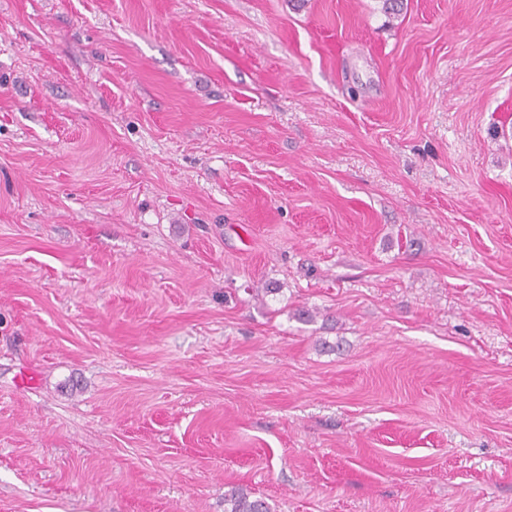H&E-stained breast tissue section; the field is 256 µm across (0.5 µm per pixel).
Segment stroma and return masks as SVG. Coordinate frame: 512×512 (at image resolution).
I'll return each instance as SVG.
<instances>
[{"mask_svg":"<svg viewBox=\"0 0 512 512\" xmlns=\"http://www.w3.org/2000/svg\"><path fill=\"white\" fill-rule=\"evenodd\" d=\"M403 4L0 0V512H512V0ZM225 512H269L268 504L259 498H252L243 489H233L224 495Z\"/></svg>","mask_w":512,"mask_h":512,"instance_id":"35a3bbf8","label":"stroma"}]
</instances>
